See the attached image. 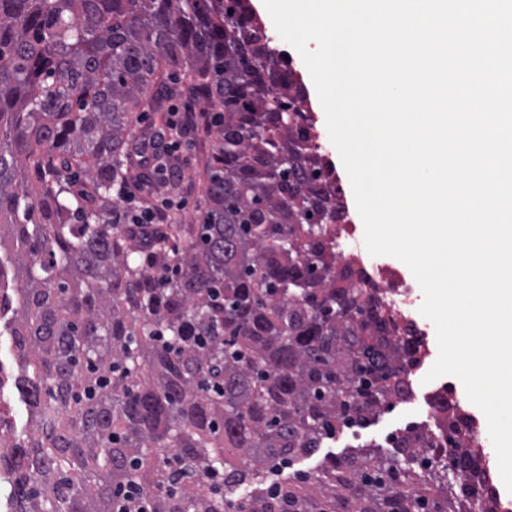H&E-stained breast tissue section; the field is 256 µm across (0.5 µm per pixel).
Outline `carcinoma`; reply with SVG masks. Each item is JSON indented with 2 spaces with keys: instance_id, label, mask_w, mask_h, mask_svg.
I'll list each match as a JSON object with an SVG mask.
<instances>
[{
  "instance_id": "obj_1",
  "label": "carcinoma",
  "mask_w": 512,
  "mask_h": 512,
  "mask_svg": "<svg viewBox=\"0 0 512 512\" xmlns=\"http://www.w3.org/2000/svg\"><path fill=\"white\" fill-rule=\"evenodd\" d=\"M220 109L198 224L112 202L173 167L139 126L179 85ZM304 87L249 0H0V412L14 512H503L448 390L393 452L325 459L407 400L420 343L336 255L347 219Z\"/></svg>"
}]
</instances>
